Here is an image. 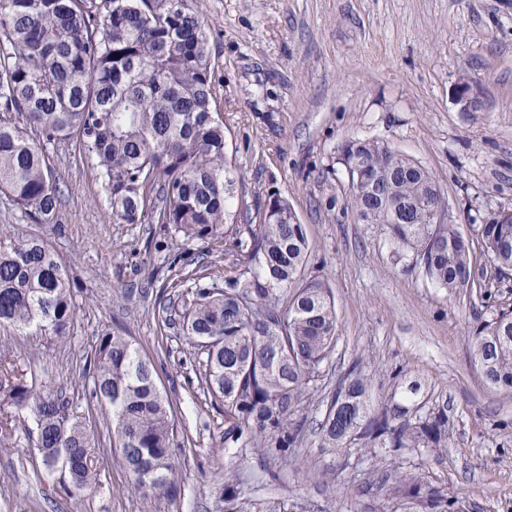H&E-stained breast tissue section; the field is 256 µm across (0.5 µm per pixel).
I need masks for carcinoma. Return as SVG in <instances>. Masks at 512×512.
I'll return each instance as SVG.
<instances>
[{
	"label": "carcinoma",
	"instance_id": "carcinoma-1",
	"mask_svg": "<svg viewBox=\"0 0 512 512\" xmlns=\"http://www.w3.org/2000/svg\"><path fill=\"white\" fill-rule=\"evenodd\" d=\"M213 63L205 24L189 0H0V113L17 112L44 141L70 140L93 160L112 223L151 214L189 242L222 234L235 180L224 161V126L214 116ZM348 205L374 218L398 258L409 254L429 282L450 293L474 281L469 242L432 209H448L431 174L392 147L351 141ZM0 193L37 224H52L61 202L46 147L0 118ZM498 271L512 270V216L480 227ZM248 265L224 286L195 281L181 300L180 325L206 355L205 383L224 403V437L241 450L279 456L304 433L301 414L336 343V309L325 283L304 278L310 254L288 203L264 205L257 229L239 240ZM291 293L288 305L282 296ZM75 319L66 267L42 239L0 248V326L62 340ZM472 353L486 383L512 389V311L478 328ZM82 378L89 397L112 408L113 447L137 488L176 492L169 399L150 361L118 334L99 338ZM369 379L355 372L328 395L320 448L354 444L402 452L448 447L445 407L420 415L398 403L369 413ZM26 409L46 468L72 462V488L98 480V443L61 393L38 391L27 371L0 355V408ZM362 492L393 512H464L417 469L384 471Z\"/></svg>",
	"mask_w": 512,
	"mask_h": 512
}]
</instances>
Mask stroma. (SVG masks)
I'll return each mask as SVG.
<instances>
[{"mask_svg": "<svg viewBox=\"0 0 512 512\" xmlns=\"http://www.w3.org/2000/svg\"><path fill=\"white\" fill-rule=\"evenodd\" d=\"M210 35L212 109L224 125L236 178L221 237L202 244L144 218L116 224L94 163L74 144L47 152L63 196L57 223L38 224L0 194V246L42 238L65 262L76 320L55 341L0 327L37 389L66 392L99 438V482L72 491L45 469L35 426L16 412L0 444V512H386L359 492L379 471L416 464L425 482L467 512H512V392L488 386L471 357L480 324L512 311V272L499 273L479 235L512 210V0H189ZM467 81L482 107L455 91ZM374 140L425 167L470 243L474 288L449 293L395 262L376 225L349 206L342 148ZM286 198L310 242L306 276L331 290L335 349L303 413L310 423L281 456L224 444V407L207 391L202 359L165 305L196 278L223 284L247 263L248 238L270 196ZM131 338L172 401L178 456L173 497L135 489L108 430L109 407L90 405L82 366L100 336ZM370 378L372 407L389 397L448 407V445L396 456L354 446L322 451L314 423L339 380ZM237 488L224 498L225 483Z\"/></svg>", "mask_w": 512, "mask_h": 512, "instance_id": "stroma-1", "label": "stroma"}]
</instances>
